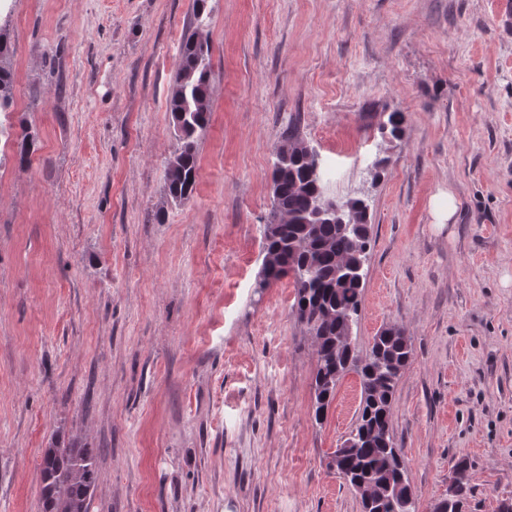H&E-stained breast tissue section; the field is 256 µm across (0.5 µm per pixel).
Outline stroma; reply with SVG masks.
<instances>
[{
    "label": "stroma",
    "mask_w": 512,
    "mask_h": 512,
    "mask_svg": "<svg viewBox=\"0 0 512 512\" xmlns=\"http://www.w3.org/2000/svg\"><path fill=\"white\" fill-rule=\"evenodd\" d=\"M193 0H0V512H38L55 438L99 449L91 512H361L330 468L347 372L314 419L292 278L257 290L289 121L327 194L364 200L350 343L405 329L393 432L417 512L512 500V0H209L211 123L166 194ZM404 115L391 136L388 115ZM33 149L16 152L20 134ZM456 211L439 223L433 202ZM466 472L467 464L464 461L458 462L454 469V476L452 477V483L455 487L454 492L453 495L448 498L447 510L444 512H464L468 499L472 494Z\"/></svg>",
    "instance_id": "obj_1"
}]
</instances>
